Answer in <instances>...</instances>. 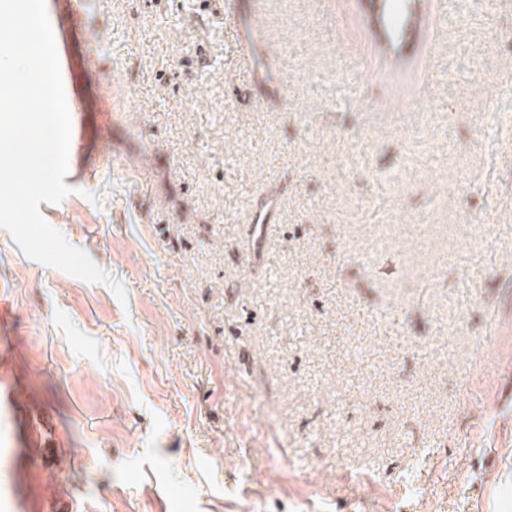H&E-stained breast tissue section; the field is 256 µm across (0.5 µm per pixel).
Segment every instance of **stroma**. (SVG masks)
Here are the masks:
<instances>
[{"mask_svg": "<svg viewBox=\"0 0 512 512\" xmlns=\"http://www.w3.org/2000/svg\"><path fill=\"white\" fill-rule=\"evenodd\" d=\"M76 28L42 215L127 301L0 228V512H512V11L387 84L351 0Z\"/></svg>", "mask_w": 512, "mask_h": 512, "instance_id": "1", "label": "stroma"}]
</instances>
